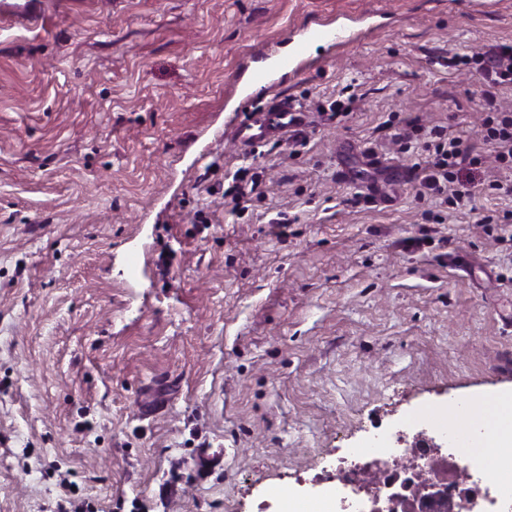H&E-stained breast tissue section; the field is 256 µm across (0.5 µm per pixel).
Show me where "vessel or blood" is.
Returning a JSON list of instances; mask_svg holds the SVG:
<instances>
[{
	"mask_svg": "<svg viewBox=\"0 0 512 512\" xmlns=\"http://www.w3.org/2000/svg\"><path fill=\"white\" fill-rule=\"evenodd\" d=\"M15 21L31 26L44 25L46 14L43 0H10L9 4L0 9V23L5 25ZM355 35V30L335 19L303 25L297 32L291 51L271 55L268 62L261 65L243 63L234 85L243 93L256 84H274L278 75L287 72L292 74L303 68L312 42L325 41L339 46ZM301 125V111L293 102L283 98L272 108L255 112L248 123L238 128L237 134L243 145L250 146L272 136L297 132Z\"/></svg>",
	"mask_w": 512,
	"mask_h": 512,
	"instance_id": "1",
	"label": "vessel or blood"
}]
</instances>
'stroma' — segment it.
Returning <instances> with one entry per match:
<instances>
[{
    "instance_id": "35a3bbf8",
    "label": "stroma",
    "mask_w": 512,
    "mask_h": 512,
    "mask_svg": "<svg viewBox=\"0 0 512 512\" xmlns=\"http://www.w3.org/2000/svg\"><path fill=\"white\" fill-rule=\"evenodd\" d=\"M0 32V512H279L416 413L512 392V210L483 151L472 207L417 196L407 122L477 141L512 0H51ZM352 19L254 87L249 55ZM351 87L331 118L319 105ZM287 97L302 132L240 146ZM403 175L391 177L389 166ZM264 195L235 210L231 177ZM360 30H352L348 25L337 19L320 20L312 24L303 25L295 36L294 45L288 53H275L269 61L261 65H252L243 62L242 68L233 84L241 94H244L251 85L267 84L272 86L278 75L292 74L301 70L309 59L307 57L309 46L314 41H326L331 46H339L353 37L360 38Z\"/></svg>"
}]
</instances>
